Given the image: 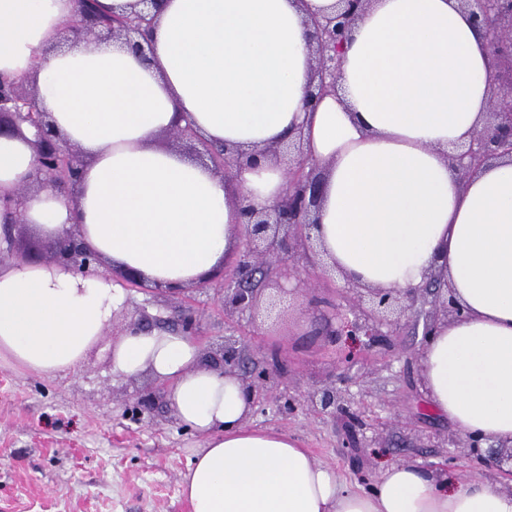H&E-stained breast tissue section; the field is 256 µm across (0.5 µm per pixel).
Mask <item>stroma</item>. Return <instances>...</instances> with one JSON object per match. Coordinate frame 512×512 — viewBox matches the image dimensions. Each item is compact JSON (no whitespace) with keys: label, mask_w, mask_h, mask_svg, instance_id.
<instances>
[{"label":"stroma","mask_w":512,"mask_h":512,"mask_svg":"<svg viewBox=\"0 0 512 512\" xmlns=\"http://www.w3.org/2000/svg\"><path fill=\"white\" fill-rule=\"evenodd\" d=\"M312 268L285 262L266 281L281 289L272 312L225 319L218 284L186 293L151 286L129 288L105 334L75 369L54 375L0 363V512H190L180 477L207 437L185 427L167 399V384L151 373H113V342L137 325L176 332L179 315L193 306L201 358L218 353L225 339L263 360L278 353L285 370L270 378L248 423L300 440L315 459L349 486L359 474L376 479L382 464L446 463L465 479L473 471L506 486L507 468H482L468 449L443 447L459 429L427 406L417 355L421 326L407 325L390 346L360 352L345 362L340 345L326 340L322 315L305 308ZM342 390L366 427L355 449L340 416L318 412L309 397L328 386ZM153 405L139 409V397ZM293 398L294 408L284 405Z\"/></svg>","instance_id":"obj_1"}]
</instances>
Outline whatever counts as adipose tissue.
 I'll return each mask as SVG.
<instances>
[{"mask_svg": "<svg viewBox=\"0 0 512 512\" xmlns=\"http://www.w3.org/2000/svg\"><path fill=\"white\" fill-rule=\"evenodd\" d=\"M334 0H164L141 57L115 40L57 41L75 0H0V78H25L80 149L76 202L35 188V131L0 137V223L22 213L85 242L148 284L189 287L237 254L239 203L288 191L266 146L302 136L324 174L314 232L343 281L405 291L440 274L463 306L427 342L430 408L462 432L512 439V159L459 179L496 85L491 49L459 0H371L341 53L336 90L309 103L306 21ZM216 146L260 150L234 184L160 146L175 124ZM124 299L103 277L55 264L0 267V359L52 375L76 368ZM112 368L151 372L206 445L181 479L191 512H512V489L395 462L370 487L343 485L288 434L250 427L236 378L202 366L192 338L131 331Z\"/></svg>", "mask_w": 512, "mask_h": 512, "instance_id": "obj_1", "label": "adipose tissue"}]
</instances>
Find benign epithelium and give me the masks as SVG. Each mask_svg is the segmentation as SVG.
I'll use <instances>...</instances> for the list:
<instances>
[{"mask_svg": "<svg viewBox=\"0 0 512 512\" xmlns=\"http://www.w3.org/2000/svg\"><path fill=\"white\" fill-rule=\"evenodd\" d=\"M90 2L92 0H77V18L69 23V28L83 31L95 39H122L136 54L146 56L141 38L151 28L155 20L152 11L159 10L160 0H139L144 10L133 17L114 15L110 21L100 19L88 7ZM460 2L474 26L487 36L495 65L505 61L512 64V0ZM369 4L370 0H336L331 13L307 23L313 49V70L318 77V83L310 90V99H318L334 89L344 41L357 17ZM32 99L33 94L17 82L0 80V136L14 134L22 123L33 127L37 132L34 143L36 162L38 172L43 175V184L64 193L77 185L82 166L79 150L54 132L46 121V113L38 111ZM488 115L490 121L475 132L467 150L457 156V163L453 164L462 179L493 158L512 157V83L499 87ZM268 151L286 157L284 174L288 195L260 209L251 204L241 207L244 236L233 270L234 282L221 288V309L226 318L257 309L260 301L258 289L254 288L257 273L297 253L308 256L313 251L312 231L316 227L315 210L322 193V177L310 164L299 141L277 144L269 147ZM208 158L213 170L223 177L252 162L245 152L227 146L208 150ZM101 261L102 256L91 249L75 230L53 238L51 264H61L73 274L87 277L100 274L98 266ZM431 289L435 290L439 315L425 318V337L431 334L439 321L462 314L448 283L440 285L433 280L423 287L425 291ZM418 292L417 288L402 293L347 283L342 287L343 297L350 304V315L346 316L311 282L306 293V308L325 306L335 311L336 318L341 320L340 327L329 324L326 328V335L333 341L340 336H349L367 349L388 347L390 337L401 329V318L413 307ZM209 367L239 379L248 399L254 403L259 399L260 388L268 376L266 369L245 362L243 348L235 339L224 341L220 355L211 358ZM312 403L323 411L339 412L353 430L363 427L361 417L334 388H325L314 394ZM454 447L469 449L470 454L490 468L505 462L512 464L511 442L485 448L482 439L468 434L455 442Z\"/></svg>", "mask_w": 512, "mask_h": 512, "instance_id": "benign-epithelium-1", "label": "benign epithelium"}]
</instances>
